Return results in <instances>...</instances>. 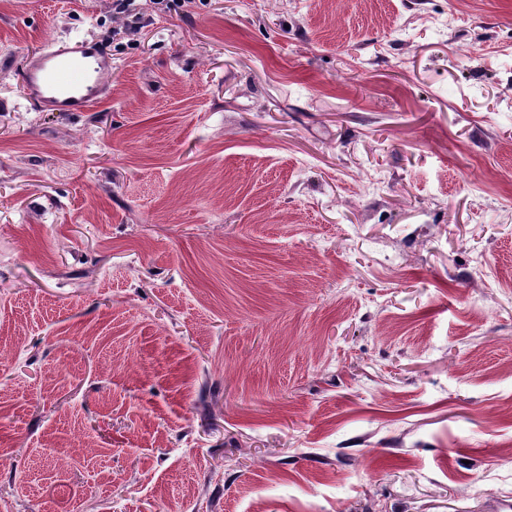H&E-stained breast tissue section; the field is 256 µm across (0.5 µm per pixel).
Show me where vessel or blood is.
<instances>
[{"instance_id": "1", "label": "vessel or blood", "mask_w": 512, "mask_h": 512, "mask_svg": "<svg viewBox=\"0 0 512 512\" xmlns=\"http://www.w3.org/2000/svg\"><path fill=\"white\" fill-rule=\"evenodd\" d=\"M111 74V51L92 38L45 43L20 67L30 105L59 113L91 111L105 98Z\"/></svg>"}]
</instances>
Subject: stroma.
<instances>
[{
  "label": "stroma",
  "instance_id": "1",
  "mask_svg": "<svg viewBox=\"0 0 512 512\" xmlns=\"http://www.w3.org/2000/svg\"><path fill=\"white\" fill-rule=\"evenodd\" d=\"M137 8L0 0V512L512 497V0ZM134 0H113L112 14L117 18H124V33L135 36L143 27L139 14H131L130 6ZM131 18V19H129ZM111 74L112 52L93 38L45 43L20 67L30 105L59 113L91 111L106 97Z\"/></svg>",
  "mask_w": 512,
  "mask_h": 512
}]
</instances>
